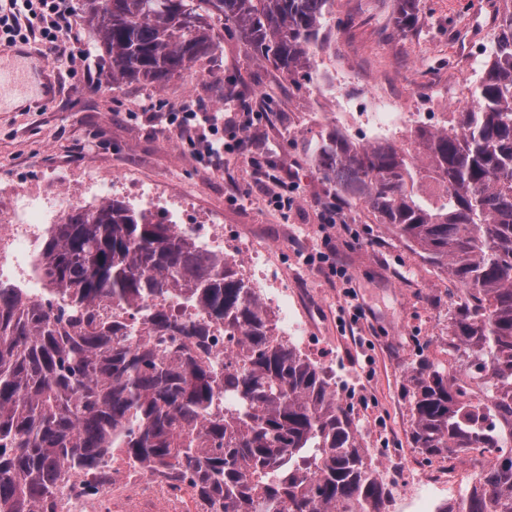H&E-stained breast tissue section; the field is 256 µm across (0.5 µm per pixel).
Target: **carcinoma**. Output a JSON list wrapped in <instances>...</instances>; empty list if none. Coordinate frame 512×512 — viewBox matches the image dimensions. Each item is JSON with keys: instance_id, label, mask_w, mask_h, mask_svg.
Listing matches in <instances>:
<instances>
[{"instance_id": "obj_1", "label": "carcinoma", "mask_w": 512, "mask_h": 512, "mask_svg": "<svg viewBox=\"0 0 512 512\" xmlns=\"http://www.w3.org/2000/svg\"><path fill=\"white\" fill-rule=\"evenodd\" d=\"M335 0H84L112 83L155 86L209 54L206 18H224L262 59L296 80L325 41ZM472 106L449 127H420L412 146L361 145L339 131L303 142L338 197L460 285L448 308V354L474 371L466 394L429 357L412 369L411 439L429 457L506 444L456 512H512V0ZM400 0L396 25L414 23ZM39 270L74 313L62 321L0 288V512H35L59 472L112 448L172 467L218 512H383L389 491L364 461L352 413L324 369L273 336L251 288L153 215L114 199L69 214ZM190 303L206 320L173 314ZM115 301L134 320L106 324ZM239 334V361L207 349L211 324ZM235 399L219 408L221 395Z\"/></svg>"}]
</instances>
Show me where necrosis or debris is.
<instances>
[{
    "instance_id": "1",
    "label": "necrosis or debris",
    "mask_w": 512,
    "mask_h": 512,
    "mask_svg": "<svg viewBox=\"0 0 512 512\" xmlns=\"http://www.w3.org/2000/svg\"><path fill=\"white\" fill-rule=\"evenodd\" d=\"M441 100H415L399 103L385 86L375 87L354 110H337L336 119L350 134L365 132L384 136L405 132L438 116ZM73 182L82 185L81 193L44 194L40 184L14 186L0 190V286L19 288L32 302L65 307L63 297L52 296L39 272L42 241L70 210L89 212L118 192H125L126 202L147 212L161 210L169 224L185 237L220 257L238 263L250 287L271 311L277 335L288 337L300 348L312 346L315 337L309 322L288 306V290L275 267L246 263V247L240 241H226L224 220L212 217L205 230L184 223L186 203L174 199L163 183H134L110 170L89 168L73 174ZM111 475L107 484L95 474L70 470L48 512H208L196 499L190 480H169L130 462L118 451L106 461ZM457 470L427 461L408 469L403 475L399 494L403 512H437L427 498L430 489L455 492Z\"/></svg>"
}]
</instances>
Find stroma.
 I'll use <instances>...</instances> for the list:
<instances>
[{
    "label": "stroma",
    "instance_id": "obj_1",
    "mask_svg": "<svg viewBox=\"0 0 512 512\" xmlns=\"http://www.w3.org/2000/svg\"><path fill=\"white\" fill-rule=\"evenodd\" d=\"M77 40L66 56L49 55L39 34L14 42L0 40V61L30 67L42 80L49 63L51 104L27 96L23 106L0 107V181L22 185L63 172L107 166L168 184L194 195L196 207L186 221L199 224L204 212L224 218V232L256 243L276 263L291 289L292 302L305 311L322 356L333 360L337 378L354 377L370 395V404L350 409L362 435H369L367 410L375 408L392 438L379 462L385 481L395 486L403 468L412 466L411 420L407 393L410 364L417 355L443 357L448 342V308L457 286L442 269H429L404 241L377 223L358 205H344V222L322 230L320 216L335 200L315 173L300 142L334 129L332 99L316 79L292 81L257 58L223 19L211 17L213 52L182 74L157 86L106 83L109 60L95 28L73 0ZM399 0H336L325 21L328 44L316 54L347 72L334 88L347 106L375 82L408 100L416 95H445L457 111L477 86L468 72L470 49L486 51L478 66L486 70L499 32L502 0H416V24L397 28ZM188 107L193 112L227 108L250 112L243 153L228 155L219 169L205 168L187 141L176 139L161 114ZM265 160L296 186L287 211L264 203L267 186L248 165ZM333 249L351 277L354 298L343 295L341 280L315 256ZM361 306L353 318V306Z\"/></svg>",
    "mask_w": 512,
    "mask_h": 512
}]
</instances>
